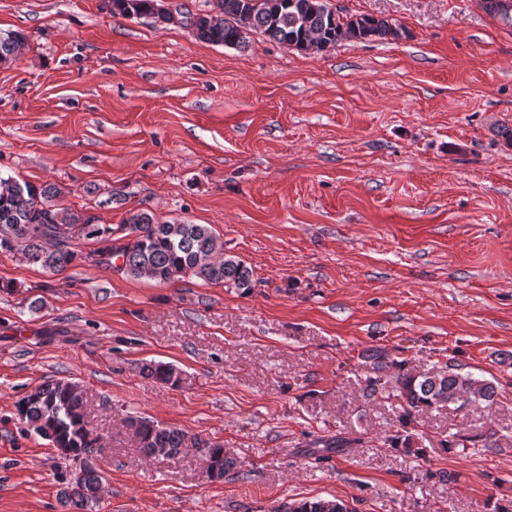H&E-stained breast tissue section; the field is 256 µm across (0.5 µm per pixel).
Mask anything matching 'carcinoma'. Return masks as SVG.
<instances>
[{"label": "carcinoma", "instance_id": "obj_1", "mask_svg": "<svg viewBox=\"0 0 512 512\" xmlns=\"http://www.w3.org/2000/svg\"><path fill=\"white\" fill-rule=\"evenodd\" d=\"M112 2L114 9L126 16L151 15L166 24L176 23L216 45L242 47L253 30L312 52H323L343 40L400 36V28L385 19L368 15L344 18L327 8L324 0H213L206 13L188 11L177 16L160 7L158 0ZM480 4L493 18L512 27V0H480ZM27 44V36L19 30L0 31V65L15 62ZM60 194V188L51 183L37 186L0 176V253H19L55 273L77 259L72 240H91L98 244L96 255L105 261L122 258L121 269L134 278L171 284L190 277L244 292L255 285L253 269L224 253V242L208 224L160 223L154 215L137 211L113 228L97 223L94 216L55 207L53 201ZM368 359L372 366L364 378L362 395L367 401L381 396L391 401L399 428L382 444L392 450L409 445L413 418L420 412L496 402L498 392L493 383L459 372L457 364L413 371L407 360L392 359L382 350L373 351ZM142 372L167 388L179 386L180 371L171 365L149 363L143 365ZM16 411L63 457L81 461L79 472L60 492L62 508L93 512L103 484L97 463L102 444L89 427L83 388L66 379L48 380L23 396ZM125 426L148 458L171 457L193 448L214 468V480L224 479L237 466L219 442L141 416L127 417ZM278 512L348 509L337 499L315 498L288 502Z\"/></svg>", "mask_w": 512, "mask_h": 512}]
</instances>
